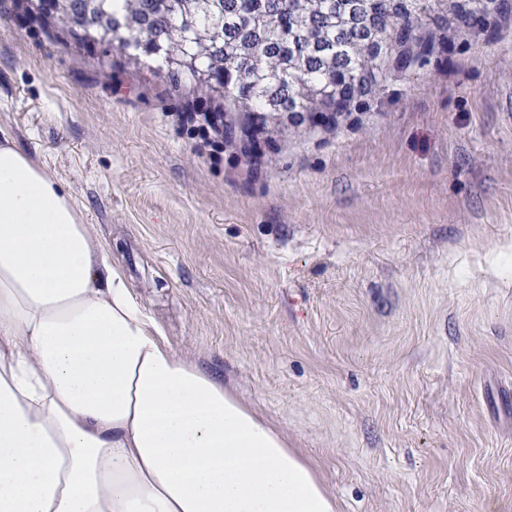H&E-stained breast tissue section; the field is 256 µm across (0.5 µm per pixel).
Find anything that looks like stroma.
<instances>
[{
    "label": "stroma",
    "mask_w": 512,
    "mask_h": 512,
    "mask_svg": "<svg viewBox=\"0 0 512 512\" xmlns=\"http://www.w3.org/2000/svg\"><path fill=\"white\" fill-rule=\"evenodd\" d=\"M209 95L0 0V130L112 251L172 349L316 468L338 512H512V11L434 31L335 129L258 159ZM185 118L191 122H195L198 124V128L204 134L205 143L207 144H218V141H210L209 136H212L213 139L219 140V136H221L224 140L225 137L233 141L235 136V130L231 125H227L224 130V113L223 112H214V114H198L197 112H184ZM199 120H202V124H200ZM222 140V141H223Z\"/></svg>",
    "instance_id": "35a3bbf8"
}]
</instances>
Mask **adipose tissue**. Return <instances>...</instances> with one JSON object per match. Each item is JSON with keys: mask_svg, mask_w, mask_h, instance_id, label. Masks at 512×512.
<instances>
[{"mask_svg": "<svg viewBox=\"0 0 512 512\" xmlns=\"http://www.w3.org/2000/svg\"><path fill=\"white\" fill-rule=\"evenodd\" d=\"M0 512H336L274 424L168 346L65 184L8 134Z\"/></svg>", "mask_w": 512, "mask_h": 512, "instance_id": "obj_1", "label": "adipose tissue"}]
</instances>
